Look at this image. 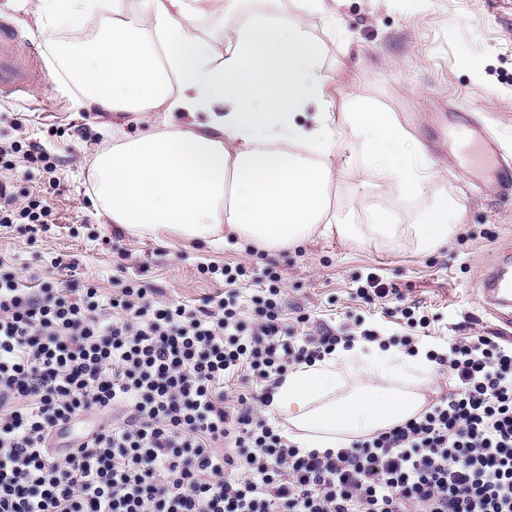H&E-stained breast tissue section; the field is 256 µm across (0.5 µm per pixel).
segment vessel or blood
I'll return each mask as SVG.
<instances>
[{"label": "vessel or blood", "instance_id": "vessel-or-blood-1", "mask_svg": "<svg viewBox=\"0 0 512 512\" xmlns=\"http://www.w3.org/2000/svg\"><path fill=\"white\" fill-rule=\"evenodd\" d=\"M25 36L16 27L0 28V95L20 96L29 93L45 79L38 56L19 64L16 50ZM450 138L462 145L464 165L478 178L489 177L503 194L512 193V163L504 160L498 141L487 133L474 117L466 115L448 127ZM483 293L489 313L503 326L512 329V273L490 266L483 278Z\"/></svg>", "mask_w": 512, "mask_h": 512}]
</instances>
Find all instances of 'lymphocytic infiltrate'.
Listing matches in <instances>:
<instances>
[{
    "mask_svg": "<svg viewBox=\"0 0 512 512\" xmlns=\"http://www.w3.org/2000/svg\"><path fill=\"white\" fill-rule=\"evenodd\" d=\"M0 182V225L46 227ZM0 259V512H512V345L449 343L429 361L453 393L337 451L305 452L259 416L289 371L372 327L287 322L281 277L221 268L224 292L160 303L133 281L101 291ZM245 386L236 399L226 384ZM84 415L91 430L73 433Z\"/></svg>",
    "mask_w": 512,
    "mask_h": 512,
    "instance_id": "obj_1",
    "label": "lymphocytic infiltrate"
}]
</instances>
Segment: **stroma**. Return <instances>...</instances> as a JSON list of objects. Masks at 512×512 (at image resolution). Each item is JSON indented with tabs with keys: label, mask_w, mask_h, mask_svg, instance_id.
Returning a JSON list of instances; mask_svg holds the SVG:
<instances>
[{
	"label": "stroma",
	"mask_w": 512,
	"mask_h": 512,
	"mask_svg": "<svg viewBox=\"0 0 512 512\" xmlns=\"http://www.w3.org/2000/svg\"><path fill=\"white\" fill-rule=\"evenodd\" d=\"M33 0H0V23L26 32L18 61L37 50L46 84L15 100L0 99V119L11 122L19 145L39 142L55 160L47 176L26 180L20 170L0 168L22 194L36 196L55 220L31 237L23 226L0 227V256L22 272L45 274L57 257L77 260L83 278L103 291L114 282L142 279L156 288V301L191 304L222 289L221 276L199 274L205 262L252 266L256 256L224 247L195 245L176 236L164 241L117 233L91 202V167L112 145V132L86 105V91L69 75L58 47L73 42L71 32L37 25ZM339 21L320 12L306 26L323 62L336 118V150L330 158L333 221L352 224L355 240L313 238L297 246L265 252V262L282 276L286 318L306 314V332L365 318L385 336L407 335L397 311L416 302L431 319L435 344L474 335H498L497 321L484 309L481 277L499 254H512V195L476 186L462 170L459 148L448 139V117L475 113L512 152V0H343ZM477 68L462 66V58ZM361 103L392 113L411 135L432 172L420 196L401 199L386 193L353 149L345 115ZM445 200L461 217L447 246L421 250L412 237L385 240L364 229L374 202L399 211L403 224L419 223L434 203ZM128 254L117 262L111 246ZM395 284L400 296L366 305L355 290L367 274Z\"/></svg>",
	"instance_id": "35a3bbf8"
}]
</instances>
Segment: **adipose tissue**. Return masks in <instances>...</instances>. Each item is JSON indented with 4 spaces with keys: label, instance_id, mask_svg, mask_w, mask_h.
Instances as JSON below:
<instances>
[{
    "label": "adipose tissue",
    "instance_id": "1",
    "mask_svg": "<svg viewBox=\"0 0 512 512\" xmlns=\"http://www.w3.org/2000/svg\"><path fill=\"white\" fill-rule=\"evenodd\" d=\"M301 13L256 18L227 28L220 40L200 36L195 21L222 16L226 0H36L38 25L73 28L100 16L104 36L68 50L64 68L88 88V107L110 114L111 149L92 164L93 205L133 237L182 240L210 247L278 250L316 236L353 238L329 217V159L336 120L325 108L321 55L302 15L335 13L328 0H298ZM313 103L323 109L303 122ZM148 119L124 131L125 114ZM358 154L384 187L419 196L423 161L388 112L346 113ZM447 203L432 206L413 234L428 251L448 243ZM391 377L434 373L424 354L378 345L337 348L293 369L271 409L286 415L290 439L303 450L348 446L351 436L393 427L421 412L422 397L390 388L340 397V369Z\"/></svg>",
    "mask_w": 512,
    "mask_h": 512
}]
</instances>
